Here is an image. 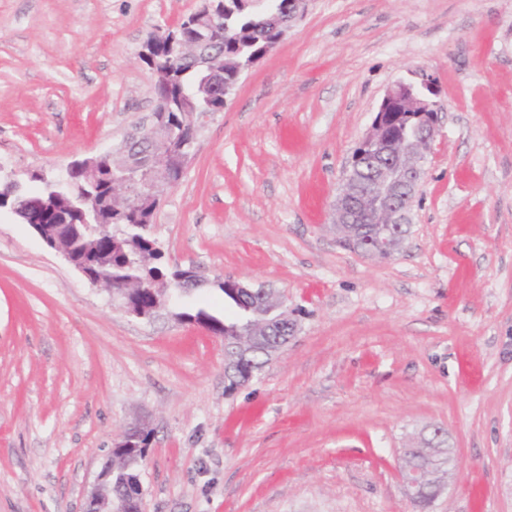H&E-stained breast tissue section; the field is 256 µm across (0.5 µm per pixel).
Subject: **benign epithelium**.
<instances>
[{"mask_svg": "<svg viewBox=\"0 0 512 512\" xmlns=\"http://www.w3.org/2000/svg\"><path fill=\"white\" fill-rule=\"evenodd\" d=\"M309 0H290L288 11L281 12L270 0H239L244 9L253 8L266 15V21L278 32L276 40L270 42L264 53H270L286 36L287 32L303 17ZM224 13L210 8L199 11L188 20V26L205 32L189 51L175 47L178 40L175 34L158 33L149 38L142 56L155 52L159 41L167 38L178 64L191 62L203 67L208 72L207 80L198 88L196 95L206 101L214 97L217 89L223 90L221 101H226L234 87L223 85L224 66L220 61L217 46L223 39L222 22ZM169 102L156 98L153 113V131L160 134V140H167L165 125ZM415 113L417 125L415 133L402 140H394L385 135L386 128L397 122L405 111ZM443 106L428 99L423 91L411 81L399 80L385 93L376 112L371 128L361 140L366 148H376L378 162L370 173L360 170L354 163H349L344 170L343 184L333 204L338 224H392L412 223L413 207L425 176V164L431 153L432 144L442 123ZM126 151V144L106 151L98 156L73 162L67 165L54 179V195L65 197L71 185V176L81 172L90 177L95 173L97 162L112 159L119 161ZM189 155L165 152L151 168L152 183L150 195L155 202H160L168 188L175 185L170 178L174 170L184 172ZM31 228L50 248L58 252L70 265L78 270L90 283L99 284L101 279L87 270V264L77 259L72 241L81 236L76 224H32ZM398 251L397 243L389 235L378 240L375 246L362 251V255L376 258L384 253L394 256ZM152 290L159 292L161 302L166 307L177 304L179 291L169 287L162 280L152 281ZM434 475L429 469L417 468L405 474L409 498L418 504L422 487L429 484ZM84 512H124L120 505L112 503V466L108 465L98 474L93 490L85 500Z\"/></svg>", "mask_w": 512, "mask_h": 512, "instance_id": "1", "label": "benign epithelium"}]
</instances>
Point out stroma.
Instances as JSON below:
<instances>
[{
  "label": "stroma",
  "instance_id": "35a3bbf8",
  "mask_svg": "<svg viewBox=\"0 0 512 512\" xmlns=\"http://www.w3.org/2000/svg\"><path fill=\"white\" fill-rule=\"evenodd\" d=\"M204 0H0V177L43 190L147 121L140 52ZM446 113L402 249L339 246L332 203L387 88ZM168 269L281 292L298 331L227 391L222 337L122 312L0 209V512H83L149 435L145 512H413L398 467L442 427L429 512H512V0H310L200 127L153 218Z\"/></svg>",
  "mask_w": 512,
  "mask_h": 512
}]
</instances>
